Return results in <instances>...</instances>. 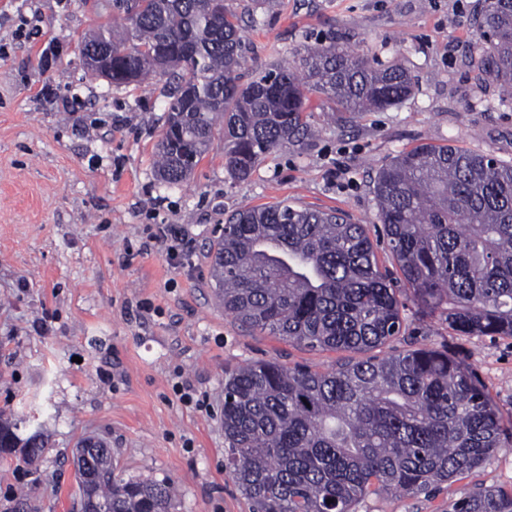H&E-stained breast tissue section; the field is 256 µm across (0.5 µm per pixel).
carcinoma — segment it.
<instances>
[{"instance_id":"obj_1","label":"carcinoma","mask_w":512,"mask_h":512,"mask_svg":"<svg viewBox=\"0 0 512 512\" xmlns=\"http://www.w3.org/2000/svg\"><path fill=\"white\" fill-rule=\"evenodd\" d=\"M82 55L112 54L111 84L165 74L160 179L180 186L224 123V168L248 178L275 149L305 148L311 98L340 112L393 106L413 91L400 64L317 44L294 67H260L228 0H95ZM472 59L512 106V0H482ZM378 217L400 273L380 270L367 227L340 210L281 202L227 216L211 260L224 311L254 330L360 355L330 371L259 360L224 373V467L252 512H354L367 494H428L502 447L500 419L472 373L448 353L368 355L401 333L399 287L468 336H512V163L421 143L373 180ZM0 414V456H44L49 436L23 438ZM84 493L106 512H171L166 482L116 478L112 451L92 457ZM448 512H512V492L479 488Z\"/></svg>"}]
</instances>
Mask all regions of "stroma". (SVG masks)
<instances>
[{
  "label": "stroma",
  "mask_w": 512,
  "mask_h": 512,
  "mask_svg": "<svg viewBox=\"0 0 512 512\" xmlns=\"http://www.w3.org/2000/svg\"><path fill=\"white\" fill-rule=\"evenodd\" d=\"M481 0H279L247 26L253 65L295 63L318 41L408 68L412 94L370 112L314 109L306 151L267 154L244 180L222 142L180 186L156 171L168 79L115 87L79 53L85 0H0V413L21 434L45 425L52 446L31 467L0 460V512L26 490L35 512H78L75 455L95 437L122 477L168 481L172 512H250L224 467V374L257 360L322 369L341 352L249 331L225 312L209 246L227 214L288 202L347 212L377 232V170L427 142L512 162V107L487 108L476 86L471 24ZM62 45L51 69L39 54ZM53 92L38 96L43 84ZM177 228L184 260L153 236ZM407 329L372 350L448 352L487 392L503 446L434 494H370L355 512H448L479 487L512 492V336H467L414 303Z\"/></svg>",
  "instance_id": "obj_1"
}]
</instances>
